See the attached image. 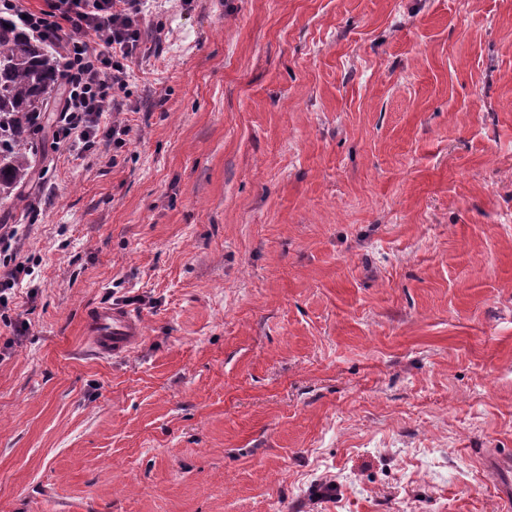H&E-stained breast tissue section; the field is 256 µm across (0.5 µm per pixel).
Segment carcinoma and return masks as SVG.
<instances>
[{
  "mask_svg": "<svg viewBox=\"0 0 512 512\" xmlns=\"http://www.w3.org/2000/svg\"><path fill=\"white\" fill-rule=\"evenodd\" d=\"M58 83L46 43L0 16V200L21 198L32 179L34 144Z\"/></svg>",
  "mask_w": 512,
  "mask_h": 512,
  "instance_id": "1",
  "label": "carcinoma"
}]
</instances>
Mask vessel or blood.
Wrapping results in <instances>:
<instances>
[{
  "mask_svg": "<svg viewBox=\"0 0 512 512\" xmlns=\"http://www.w3.org/2000/svg\"><path fill=\"white\" fill-rule=\"evenodd\" d=\"M93 346L103 354L126 353L142 336L141 323L125 310L97 309L87 323Z\"/></svg>",
  "mask_w": 512,
  "mask_h": 512,
  "instance_id": "vessel-or-blood-1",
  "label": "vessel or blood"
}]
</instances>
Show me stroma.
Here are the masks:
<instances>
[{
	"instance_id": "35a3bbf8",
	"label": "stroma",
	"mask_w": 512,
	"mask_h": 512,
	"mask_svg": "<svg viewBox=\"0 0 512 512\" xmlns=\"http://www.w3.org/2000/svg\"><path fill=\"white\" fill-rule=\"evenodd\" d=\"M127 67L0 201V512H503L512 0H153ZM14 259H10V262L0 265V308L3 313H1V319L6 313H8L10 298H11V290H14L18 282H20L22 276L30 275L31 271L28 267H26L22 263H13ZM3 268V270H2ZM5 321H7V316H4ZM87 329L101 354H125L142 336L141 323L115 307L97 309L88 319Z\"/></svg>"
}]
</instances>
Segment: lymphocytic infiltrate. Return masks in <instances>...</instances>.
Wrapping results in <instances>:
<instances>
[{
    "label": "lymphocytic infiltrate",
    "mask_w": 512,
    "mask_h": 512,
    "mask_svg": "<svg viewBox=\"0 0 512 512\" xmlns=\"http://www.w3.org/2000/svg\"><path fill=\"white\" fill-rule=\"evenodd\" d=\"M143 0H0V13L21 19L34 37L56 46L65 87L54 121L56 147L78 156L101 141L123 147L128 130L101 119L127 89L126 62L140 46Z\"/></svg>",
    "instance_id": "f902f5d3"
}]
</instances>
